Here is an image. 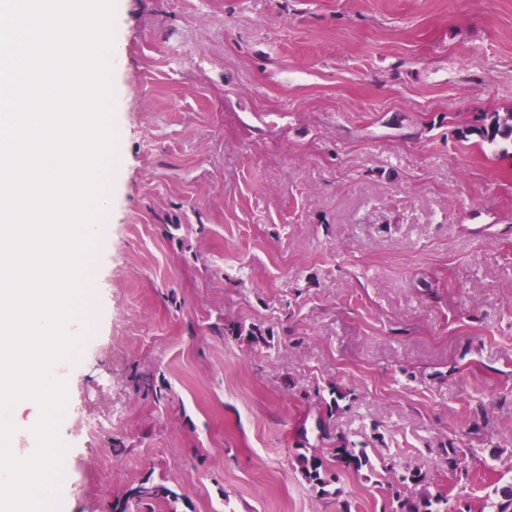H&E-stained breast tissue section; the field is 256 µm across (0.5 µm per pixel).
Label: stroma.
Returning <instances> with one entry per match:
<instances>
[{"instance_id":"1","label":"stroma","mask_w":512,"mask_h":512,"mask_svg":"<svg viewBox=\"0 0 512 512\" xmlns=\"http://www.w3.org/2000/svg\"><path fill=\"white\" fill-rule=\"evenodd\" d=\"M114 35L51 512H109L148 474L180 495L156 512H394L385 462L489 512L512 481V143L471 128L512 112V0H115ZM339 445L375 470L324 495L296 454Z\"/></svg>"}]
</instances>
